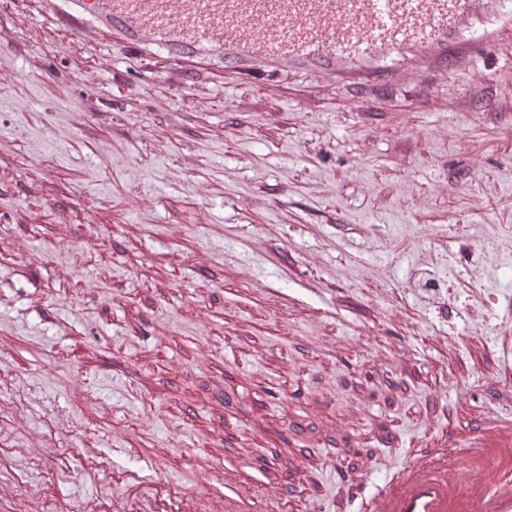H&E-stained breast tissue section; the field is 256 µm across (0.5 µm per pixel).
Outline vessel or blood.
<instances>
[{
	"label": "vessel or blood",
	"mask_w": 512,
	"mask_h": 512,
	"mask_svg": "<svg viewBox=\"0 0 512 512\" xmlns=\"http://www.w3.org/2000/svg\"><path fill=\"white\" fill-rule=\"evenodd\" d=\"M44 14L118 52L157 54L192 80L200 63L244 71L309 70L367 86L400 67L476 58V19L512 15V0H42ZM512 423L484 416L463 441L443 437L396 472L364 512H512ZM172 487L140 512H179Z\"/></svg>",
	"instance_id": "obj_1"
}]
</instances>
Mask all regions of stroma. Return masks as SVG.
<instances>
[{
    "label": "stroma",
    "instance_id": "1",
    "mask_svg": "<svg viewBox=\"0 0 512 512\" xmlns=\"http://www.w3.org/2000/svg\"><path fill=\"white\" fill-rule=\"evenodd\" d=\"M461 381L512 417V23L444 75L186 88L0 0V489L27 512L129 471L193 512H359L337 466L381 488Z\"/></svg>",
    "mask_w": 512,
    "mask_h": 512
}]
</instances>
